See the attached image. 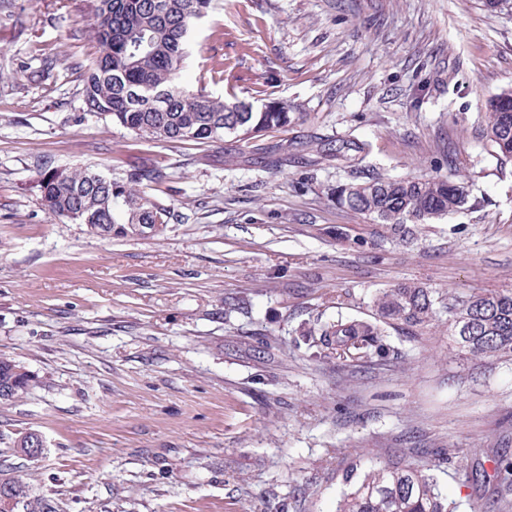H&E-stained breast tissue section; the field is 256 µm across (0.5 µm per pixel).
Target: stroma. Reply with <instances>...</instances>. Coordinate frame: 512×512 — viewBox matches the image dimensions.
<instances>
[{
  "label": "stroma",
  "instance_id": "obj_1",
  "mask_svg": "<svg viewBox=\"0 0 512 512\" xmlns=\"http://www.w3.org/2000/svg\"><path fill=\"white\" fill-rule=\"evenodd\" d=\"M95 0H0V353L32 374L0 402V480L51 512H336L343 474L406 454L456 512L464 473L512 439V368L456 355L447 326L396 334L384 362L293 346L299 323L368 317L400 282L512 291V159L485 101L512 89V15L484 0H214L180 73L303 118L243 144L143 139L82 109ZM224 78L211 77V59ZM366 141L367 174L469 185L465 210L406 245L337 204L345 164L296 149ZM140 168L173 216L104 240L53 217L43 167ZM265 347L258 355L257 347ZM44 441L39 459L18 437ZM453 448L439 463L435 449Z\"/></svg>",
  "mask_w": 512,
  "mask_h": 512
}]
</instances>
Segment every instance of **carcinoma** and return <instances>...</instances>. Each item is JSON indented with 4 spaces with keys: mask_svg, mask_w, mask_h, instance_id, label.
<instances>
[{
    "mask_svg": "<svg viewBox=\"0 0 512 512\" xmlns=\"http://www.w3.org/2000/svg\"><path fill=\"white\" fill-rule=\"evenodd\" d=\"M211 8V0H96L94 38L98 55L88 69L82 89V109L137 136L169 143H218L227 137L249 141L274 128H286L301 113L284 101H271L255 110L245 101L226 102L204 88L187 90L180 84L185 46L192 26ZM492 152L512 158V89L485 106ZM301 150L350 163L369 152L357 138L338 141L311 138ZM153 170L134 173L126 183L88 167L48 168L40 172L41 200L48 212L83 224L104 239L139 237L156 217L170 218L171 209L135 187L138 180H157ZM341 206L368 216L388 237L415 240L422 224L460 212L469 201L463 182L432 176L384 178L367 176L336 187ZM367 318L324 321L316 316L302 323L298 342L308 357H334L360 362L395 353L390 331L409 336L441 320L458 355L485 363L512 365V292H472L446 296L423 283L401 282L378 292ZM32 375L14 359L0 355V402L27 393ZM488 471L481 463L466 473L479 486L496 483L497 497L473 505L472 512H512V455L498 448ZM358 465L347 472L354 483L336 512H455L434 477L401 459L374 467L356 478ZM9 499L0 512H45L48 504L19 480L0 482V499Z\"/></svg>",
    "mask_w": 512,
    "mask_h": 512,
    "instance_id": "1",
    "label": "carcinoma"
}]
</instances>
